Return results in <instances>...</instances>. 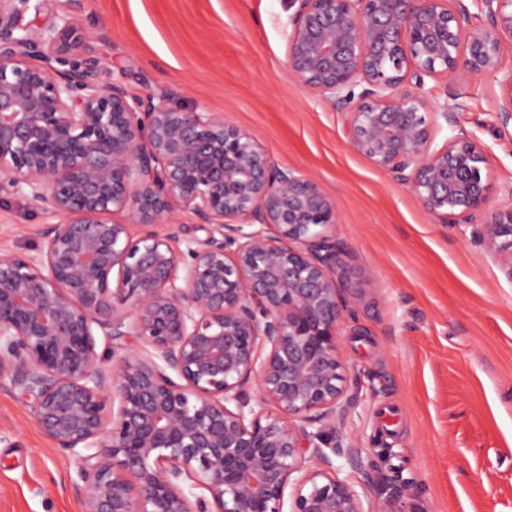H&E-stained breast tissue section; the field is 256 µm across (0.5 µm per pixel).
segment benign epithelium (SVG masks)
<instances>
[{"mask_svg": "<svg viewBox=\"0 0 512 512\" xmlns=\"http://www.w3.org/2000/svg\"><path fill=\"white\" fill-rule=\"evenodd\" d=\"M47 2L0 0V193L59 218L37 254L0 248V387L29 395L42 432L80 463L83 512H397L418 498L397 469L369 503L333 463L359 458L336 436L351 398L334 199L173 91L144 100L102 81L101 57L70 58L80 0L33 27ZM288 6L297 82L512 282V185L490 205L487 149L459 125V94L434 104L424 90L490 75L512 125V0ZM180 213L208 226L203 243L179 247ZM99 336L148 351L111 358ZM252 389L275 411L254 409Z\"/></svg>", "mask_w": 512, "mask_h": 512, "instance_id": "7a95c632", "label": "benign epithelium"}]
</instances>
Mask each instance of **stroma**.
<instances>
[{"instance_id":"stroma-1","label":"stroma","mask_w":512,"mask_h":512,"mask_svg":"<svg viewBox=\"0 0 512 512\" xmlns=\"http://www.w3.org/2000/svg\"><path fill=\"white\" fill-rule=\"evenodd\" d=\"M289 16L288 0H82L78 27L108 62L104 81L142 98L174 90L335 200L353 312L341 346L358 379L339 433L360 450L358 464L336 459L338 476L361 486L400 465L429 512H512V281L350 148L339 112L288 69ZM497 89L485 75L455 87L459 122L486 145L499 187L512 183V128L498 129ZM50 221L0 196V245L31 252ZM31 405L0 387V512H82L78 465Z\"/></svg>"}]
</instances>
